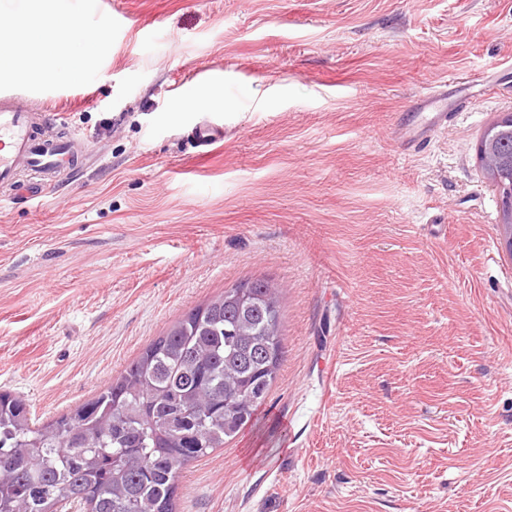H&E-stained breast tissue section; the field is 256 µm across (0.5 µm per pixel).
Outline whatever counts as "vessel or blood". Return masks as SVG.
Wrapping results in <instances>:
<instances>
[{
  "instance_id": "vessel-or-blood-1",
  "label": "vessel or blood",
  "mask_w": 512,
  "mask_h": 512,
  "mask_svg": "<svg viewBox=\"0 0 512 512\" xmlns=\"http://www.w3.org/2000/svg\"><path fill=\"white\" fill-rule=\"evenodd\" d=\"M78 163L72 141L46 137L38 112L21 105L16 94L0 92V186L20 195L47 194L54 189L53 175ZM25 170L34 174V182L21 181Z\"/></svg>"
}]
</instances>
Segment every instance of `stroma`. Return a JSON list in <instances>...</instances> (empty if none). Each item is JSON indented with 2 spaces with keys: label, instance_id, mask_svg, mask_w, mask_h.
Returning <instances> with one entry per match:
<instances>
[{
  "label": "stroma",
  "instance_id": "obj_1",
  "mask_svg": "<svg viewBox=\"0 0 512 512\" xmlns=\"http://www.w3.org/2000/svg\"><path fill=\"white\" fill-rule=\"evenodd\" d=\"M44 8L103 50L0 81L83 160L0 190V390L51 420L264 278L280 370L175 512H512V255L477 159L512 113V0H0ZM200 70L223 109L171 118ZM437 87L447 126L402 150Z\"/></svg>",
  "mask_w": 512,
  "mask_h": 512
}]
</instances>
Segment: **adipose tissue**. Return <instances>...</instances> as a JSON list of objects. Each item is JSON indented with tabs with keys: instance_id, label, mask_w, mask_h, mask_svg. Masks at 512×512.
Here are the masks:
<instances>
[{
	"instance_id": "1",
	"label": "adipose tissue",
	"mask_w": 512,
	"mask_h": 512,
	"mask_svg": "<svg viewBox=\"0 0 512 512\" xmlns=\"http://www.w3.org/2000/svg\"><path fill=\"white\" fill-rule=\"evenodd\" d=\"M76 18L40 15L35 25L0 21V79L29 76L33 68L54 67L67 59V34L78 32Z\"/></svg>"
}]
</instances>
